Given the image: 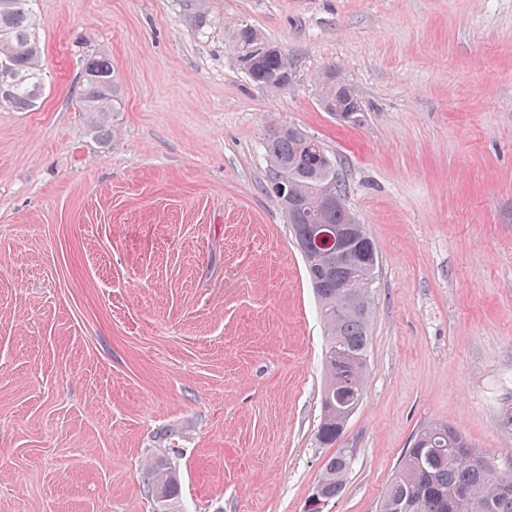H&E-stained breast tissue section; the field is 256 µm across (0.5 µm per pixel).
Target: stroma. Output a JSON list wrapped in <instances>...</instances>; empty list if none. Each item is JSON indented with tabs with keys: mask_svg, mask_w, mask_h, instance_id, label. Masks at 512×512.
I'll use <instances>...</instances> for the list:
<instances>
[{
	"mask_svg": "<svg viewBox=\"0 0 512 512\" xmlns=\"http://www.w3.org/2000/svg\"><path fill=\"white\" fill-rule=\"evenodd\" d=\"M45 90L0 106V512H304L325 347L263 139L301 126L374 238L369 373L324 512H378L414 432L446 423L503 468L512 435V0H35ZM292 61L278 93L232 50ZM107 57L105 142L78 106ZM339 69L366 113L318 107ZM155 512H182L179 471L165 455L157 456L147 468Z\"/></svg>",
	"mask_w": 512,
	"mask_h": 512,
	"instance_id": "obj_1",
	"label": "stroma"
}]
</instances>
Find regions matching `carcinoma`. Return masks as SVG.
I'll list each match as a JSON object with an SVG mask.
<instances>
[{"mask_svg": "<svg viewBox=\"0 0 512 512\" xmlns=\"http://www.w3.org/2000/svg\"><path fill=\"white\" fill-rule=\"evenodd\" d=\"M33 2L0 0V66L9 71L7 83L0 88V102L22 111L36 107L43 91ZM285 74H292L288 54L259 55L250 78L276 92L284 88L280 78ZM318 103L322 111L334 112L359 104V98L333 66L322 74ZM80 108L89 115L93 133L105 135L120 110V87L110 59L95 57L86 63ZM307 138L300 126L282 128L272 122L265 149L270 177L284 187L274 198L292 229L327 335L326 383L316 440L336 452L325 461L311 491L332 500L342 495L354 460V449L337 444L365 392L373 282L350 278L348 267L336 262L335 247L326 245L319 235L334 233L338 227L353 228L358 254L376 255L378 250L366 226L347 205L346 184L336 178V159L329 157L326 170L310 159L302 160ZM330 180L341 203L323 212L318 189ZM147 475L154 512H182L181 478L169 458H154ZM406 507L409 512H512V470L500 469L456 428L425 425L412 436L384 491L379 512H404Z\"/></svg>", "mask_w": 512, "mask_h": 512, "instance_id": "carcinoma-1", "label": "carcinoma"}]
</instances>
